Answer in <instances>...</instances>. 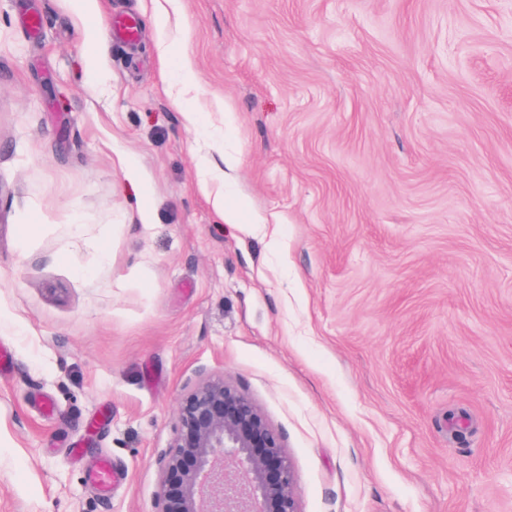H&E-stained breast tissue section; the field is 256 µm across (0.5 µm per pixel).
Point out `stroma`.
<instances>
[{
	"mask_svg": "<svg viewBox=\"0 0 512 512\" xmlns=\"http://www.w3.org/2000/svg\"><path fill=\"white\" fill-rule=\"evenodd\" d=\"M164 2L0 0V512H161L213 377L301 512H512V0ZM224 169L219 168L209 176L199 181L200 192L212 198L214 208L224 217V220L237 223L238 210L224 205Z\"/></svg>",
	"mask_w": 512,
	"mask_h": 512,
	"instance_id": "stroma-1",
	"label": "stroma"
}]
</instances>
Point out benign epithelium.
I'll return each mask as SVG.
<instances>
[{
  "label": "benign epithelium",
  "instance_id": "obj_1",
  "mask_svg": "<svg viewBox=\"0 0 512 512\" xmlns=\"http://www.w3.org/2000/svg\"><path fill=\"white\" fill-rule=\"evenodd\" d=\"M177 418L162 512H300L279 434L234 386L222 378L202 383L180 401Z\"/></svg>",
  "mask_w": 512,
  "mask_h": 512
}]
</instances>
